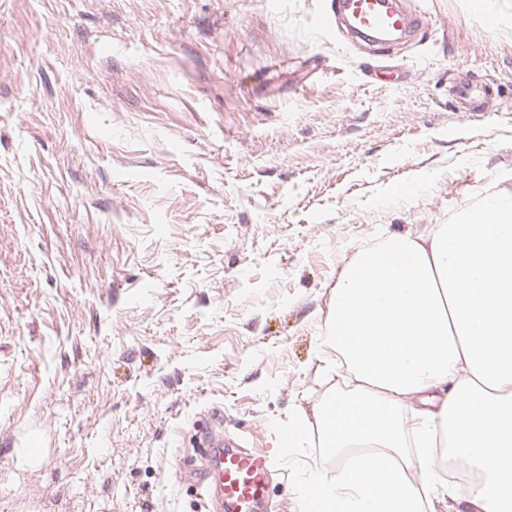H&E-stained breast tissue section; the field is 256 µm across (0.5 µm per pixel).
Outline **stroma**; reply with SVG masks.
<instances>
[{"label":"stroma","instance_id":"1","mask_svg":"<svg viewBox=\"0 0 512 512\" xmlns=\"http://www.w3.org/2000/svg\"><path fill=\"white\" fill-rule=\"evenodd\" d=\"M407 2L384 60L327 0H0V512H209L214 407L299 512L340 272L512 195V0ZM455 97L463 107L476 110L487 111L486 100L481 96L472 83H459L455 86Z\"/></svg>","mask_w":512,"mask_h":512}]
</instances>
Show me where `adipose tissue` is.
Returning a JSON list of instances; mask_svg holds the SVG:
<instances>
[{"mask_svg": "<svg viewBox=\"0 0 512 512\" xmlns=\"http://www.w3.org/2000/svg\"><path fill=\"white\" fill-rule=\"evenodd\" d=\"M325 344L352 372L313 417L288 424L336 468L299 487L301 512H512V196L430 238L393 236L339 274ZM480 475L467 496L441 481L437 439ZM496 456L500 465H489Z\"/></svg>", "mask_w": 512, "mask_h": 512, "instance_id": "1", "label": "adipose tissue"}]
</instances>
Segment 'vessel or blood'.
Masks as SVG:
<instances>
[{
  "mask_svg": "<svg viewBox=\"0 0 512 512\" xmlns=\"http://www.w3.org/2000/svg\"><path fill=\"white\" fill-rule=\"evenodd\" d=\"M340 18L352 40L377 50L417 38L428 24L424 9L407 8L404 0H331L330 10L321 15V24ZM454 94L463 107L483 111L486 100L473 84H457ZM202 462L194 472L196 496L212 512H273L270 458L260 448H239L225 444L223 434L205 435L197 448Z\"/></svg>",
  "mask_w": 512,
  "mask_h": 512,
  "instance_id": "b4317fda",
  "label": "vessel or blood"
}]
</instances>
